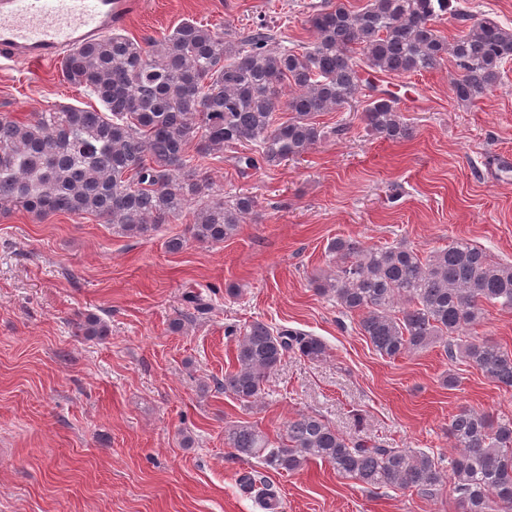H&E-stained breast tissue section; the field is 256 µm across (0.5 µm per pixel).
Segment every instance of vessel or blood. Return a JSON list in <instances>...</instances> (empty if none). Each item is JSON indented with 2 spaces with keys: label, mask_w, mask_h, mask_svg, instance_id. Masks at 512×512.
<instances>
[{
  "label": "vessel or blood",
  "mask_w": 512,
  "mask_h": 512,
  "mask_svg": "<svg viewBox=\"0 0 512 512\" xmlns=\"http://www.w3.org/2000/svg\"><path fill=\"white\" fill-rule=\"evenodd\" d=\"M140 0H0V57L52 64L125 26Z\"/></svg>",
  "instance_id": "vessel-or-blood-1"
}]
</instances>
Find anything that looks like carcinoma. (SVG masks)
Returning <instances> with one entry per match:
<instances>
[{
	"instance_id": "obj_1",
	"label": "carcinoma",
	"mask_w": 512,
	"mask_h": 512,
	"mask_svg": "<svg viewBox=\"0 0 512 512\" xmlns=\"http://www.w3.org/2000/svg\"><path fill=\"white\" fill-rule=\"evenodd\" d=\"M447 15L464 24L451 42L435 26ZM307 22L314 39L300 48L273 47L275 35L264 25L229 34L185 19L159 40L116 30L66 52L63 80L103 110L70 106L25 121L0 115V215H92L142 237L189 209L187 235L170 238L168 249L190 240L221 243L237 235L257 201L214 193L206 172L213 155L252 146L253 153L238 156L247 169L302 157L322 139V113L350 108L365 95L364 72L401 78L450 60L452 95L474 104L499 85L512 61V26L461 13L454 0H366L357 10L347 0H321ZM279 112L288 119L278 121ZM362 121L381 139L413 136L400 99L386 91L367 97ZM328 251L333 266L312 285L344 314L358 316L360 333L380 357L439 345L450 365L467 364L512 389V353L468 335L489 307L512 310L511 262L492 260L464 238L427 257L403 243L342 237ZM77 330L88 338L108 335L96 315L79 320ZM236 332L235 369L217 389L241 402L259 398L288 354L317 362L328 350L317 336L262 321ZM448 437L454 453L447 457L354 442L309 414L288 421L275 440L247 422L224 427L225 447L275 471L295 473L320 461L367 489L424 498L437 497L450 481L461 512H512V420L463 409L449 421ZM240 486L256 491L264 512L280 507L268 480L248 473Z\"/></svg>"
}]
</instances>
